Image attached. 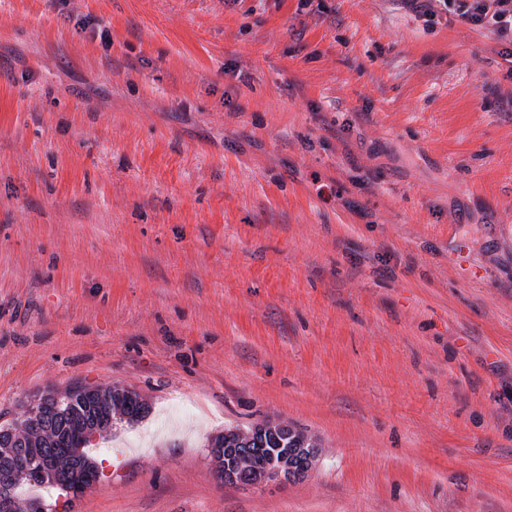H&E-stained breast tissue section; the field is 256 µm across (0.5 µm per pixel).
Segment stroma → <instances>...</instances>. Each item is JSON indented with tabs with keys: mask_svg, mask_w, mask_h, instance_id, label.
<instances>
[{
	"mask_svg": "<svg viewBox=\"0 0 512 512\" xmlns=\"http://www.w3.org/2000/svg\"><path fill=\"white\" fill-rule=\"evenodd\" d=\"M136 391L51 512H512V43L397 0H0V425ZM275 421L303 477L228 483ZM210 454L220 463L224 481L260 485L304 471L317 446L311 438L288 426L265 423L250 433L224 430L208 443Z\"/></svg>",
	"mask_w": 512,
	"mask_h": 512,
	"instance_id": "35a3bbf8",
	"label": "stroma"
}]
</instances>
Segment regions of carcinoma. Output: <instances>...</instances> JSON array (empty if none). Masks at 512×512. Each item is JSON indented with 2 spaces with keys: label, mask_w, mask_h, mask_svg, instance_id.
<instances>
[{
  "label": "carcinoma",
  "mask_w": 512,
  "mask_h": 512,
  "mask_svg": "<svg viewBox=\"0 0 512 512\" xmlns=\"http://www.w3.org/2000/svg\"><path fill=\"white\" fill-rule=\"evenodd\" d=\"M119 411L133 423L146 416L148 405L133 390L75 383L64 395L41 396L28 413L23 433L0 427V498L17 506L22 484L67 487L91 475V462L78 449L82 431H104ZM224 480L260 485L282 475L290 478L308 467L316 454L312 439L288 426L265 423L242 434L228 429L209 441Z\"/></svg>",
  "instance_id": "1"
}]
</instances>
